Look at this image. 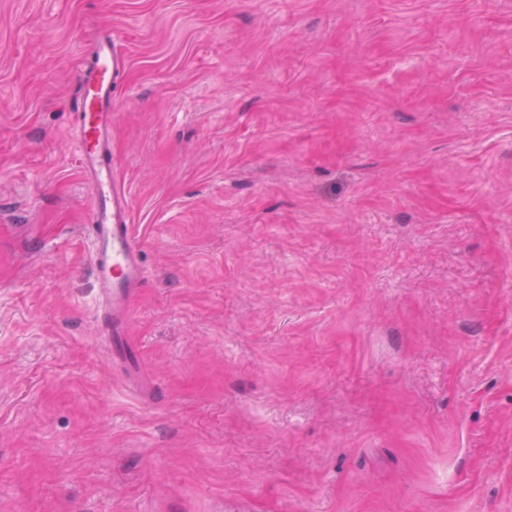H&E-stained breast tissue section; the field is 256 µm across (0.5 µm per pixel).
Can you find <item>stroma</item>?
<instances>
[{
  "instance_id": "1",
  "label": "stroma",
  "mask_w": 512,
  "mask_h": 512,
  "mask_svg": "<svg viewBox=\"0 0 512 512\" xmlns=\"http://www.w3.org/2000/svg\"><path fill=\"white\" fill-rule=\"evenodd\" d=\"M0 512H512V0H0ZM122 73L112 32L98 43L93 63L77 75L81 112H76L79 162L82 175L95 190V222L92 236L97 249L93 258L102 308L112 321V335L124 336V316L131 307L134 288L143 269L128 224V195L113 175L112 92Z\"/></svg>"
}]
</instances>
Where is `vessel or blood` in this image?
<instances>
[{
    "instance_id": "b4317fda",
    "label": "vessel or blood",
    "mask_w": 512,
    "mask_h": 512,
    "mask_svg": "<svg viewBox=\"0 0 512 512\" xmlns=\"http://www.w3.org/2000/svg\"><path fill=\"white\" fill-rule=\"evenodd\" d=\"M121 73L112 39L103 37L95 61L77 75L81 110L76 115L81 172L95 190L94 268L102 308L116 336L124 333V317L143 278L127 222L128 195L113 175L112 92Z\"/></svg>"
}]
</instances>
